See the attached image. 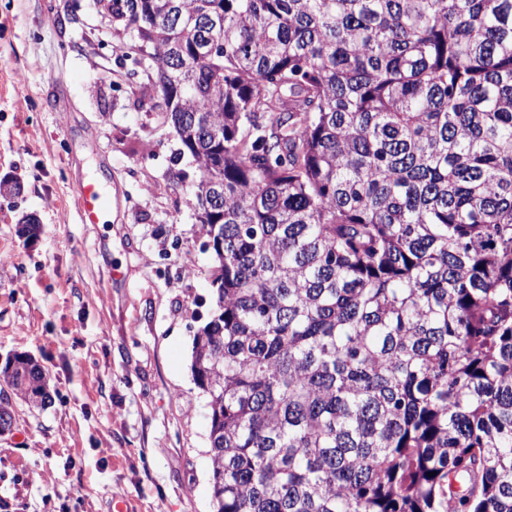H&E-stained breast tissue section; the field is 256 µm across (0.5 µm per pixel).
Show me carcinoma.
Masks as SVG:
<instances>
[{
    "instance_id": "cac0c4a2",
    "label": "carcinoma",
    "mask_w": 512,
    "mask_h": 512,
    "mask_svg": "<svg viewBox=\"0 0 512 512\" xmlns=\"http://www.w3.org/2000/svg\"><path fill=\"white\" fill-rule=\"evenodd\" d=\"M90 6L199 170L214 512H512V0Z\"/></svg>"
}]
</instances>
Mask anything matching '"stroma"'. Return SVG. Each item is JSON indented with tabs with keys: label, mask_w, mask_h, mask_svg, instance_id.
<instances>
[{
	"label": "stroma",
	"mask_w": 512,
	"mask_h": 512,
	"mask_svg": "<svg viewBox=\"0 0 512 512\" xmlns=\"http://www.w3.org/2000/svg\"><path fill=\"white\" fill-rule=\"evenodd\" d=\"M152 76L89 0H0V367L30 355L51 391L0 433V512H212L190 355L214 260ZM80 179L111 195L103 223H82Z\"/></svg>",
	"instance_id": "obj_1"
}]
</instances>
